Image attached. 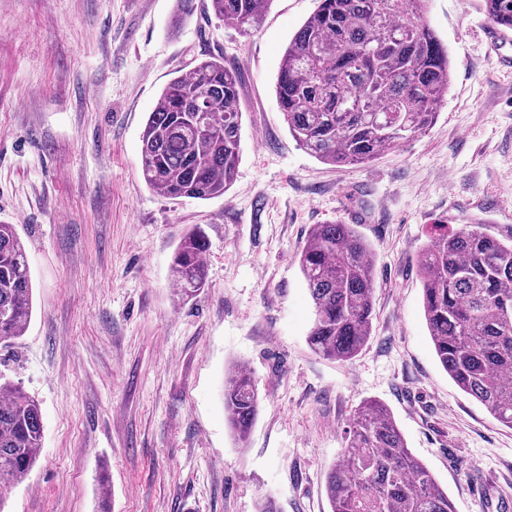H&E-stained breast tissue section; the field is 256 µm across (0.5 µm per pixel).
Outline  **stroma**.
<instances>
[{
	"label": "stroma",
	"mask_w": 512,
	"mask_h": 512,
	"mask_svg": "<svg viewBox=\"0 0 512 512\" xmlns=\"http://www.w3.org/2000/svg\"><path fill=\"white\" fill-rule=\"evenodd\" d=\"M209 0L169 30L175 0H0V224L31 268L33 315L0 374L38 401L39 457L6 512H329L324 475L358 405L383 403L457 512L512 495V430L437 361L417 259L436 224L512 236V69L487 47L484 0H429L452 82L437 121L401 147L332 167L300 148L275 96L284 51L318 0H274L242 36ZM240 75L242 155L224 196L171 200L141 171V135L192 59ZM355 225L377 255L372 334L350 362L314 353L297 261L309 230ZM205 231L208 286L181 299L170 263ZM250 371L246 444L224 384Z\"/></svg>",
	"instance_id": "stroma-1"
}]
</instances>
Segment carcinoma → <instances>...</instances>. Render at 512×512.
I'll return each instance as SVG.
<instances>
[{"instance_id":"carcinoma-1","label":"carcinoma","mask_w":512,"mask_h":512,"mask_svg":"<svg viewBox=\"0 0 512 512\" xmlns=\"http://www.w3.org/2000/svg\"><path fill=\"white\" fill-rule=\"evenodd\" d=\"M428 0H319L284 53L276 99L297 145L333 167L364 164L432 125L451 83L448 47L425 19ZM273 0H210L214 17L257 32ZM494 24L512 29V0H484ZM195 13L176 0L170 26ZM240 78L208 57L163 88L142 134V176L158 195H224L241 159ZM206 235L177 245L171 272L182 298L207 286ZM376 254L355 225L312 226L299 266L314 308L307 336L324 357L353 360L372 333ZM423 311L437 360L465 394L512 429V240L474 224H436L418 257ZM28 255L14 225L0 224V344L32 317ZM0 512L5 491L34 468L42 441L38 402L0 375ZM252 374L224 384V412L243 442L259 412ZM331 512H454L448 492L407 447L385 406L356 409L346 446L325 473Z\"/></svg>"}]
</instances>
